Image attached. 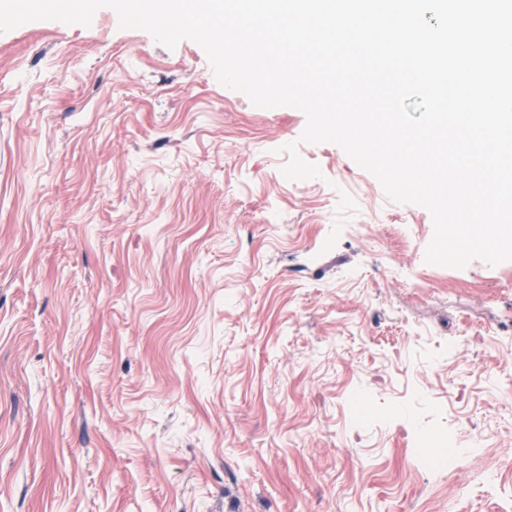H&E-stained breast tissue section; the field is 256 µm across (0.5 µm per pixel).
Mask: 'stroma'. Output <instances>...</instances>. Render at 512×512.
<instances>
[{
  "label": "stroma",
  "instance_id": "1",
  "mask_svg": "<svg viewBox=\"0 0 512 512\" xmlns=\"http://www.w3.org/2000/svg\"><path fill=\"white\" fill-rule=\"evenodd\" d=\"M305 124L108 7L0 33V512H512V261Z\"/></svg>",
  "mask_w": 512,
  "mask_h": 512
}]
</instances>
